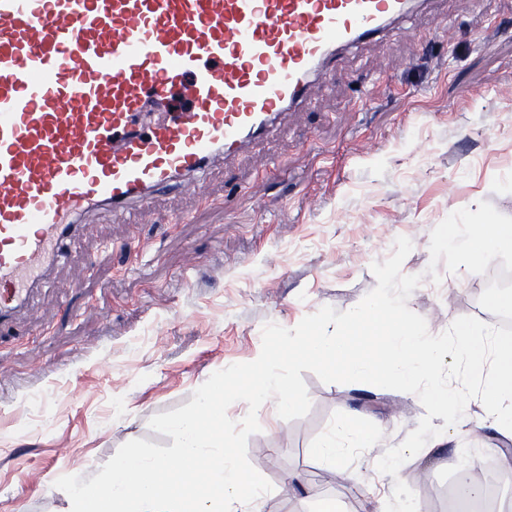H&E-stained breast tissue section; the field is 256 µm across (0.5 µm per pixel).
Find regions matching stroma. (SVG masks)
I'll list each match as a JSON object with an SVG mask.
<instances>
[{"mask_svg": "<svg viewBox=\"0 0 512 512\" xmlns=\"http://www.w3.org/2000/svg\"><path fill=\"white\" fill-rule=\"evenodd\" d=\"M376 82V101L359 104ZM319 84L288 114L287 136L210 171L206 199L173 191L130 217H83L79 244L0 338V512H66L59 477L91 479L134 439L171 446L151 417L252 361L266 323L291 329L321 307H355L397 237L413 244L403 273L424 277L407 305L434 333L461 316L502 325L479 304L491 274L441 263L435 283L425 272L431 232L453 211L487 201L512 217V0H425L388 34L341 51ZM229 180L242 198L226 201ZM302 378L309 413L275 428L259 414L248 439L274 489L263 512H319L326 501L377 512L362 484L390 486L376 463L425 408L411 393ZM469 405L457 429L472 446L467 466L449 442L398 472L418 512H454L463 479L512 503V442L478 428L483 409ZM349 411L378 429L375 443L321 464L316 446Z\"/></svg>", "mask_w": 512, "mask_h": 512, "instance_id": "35a3bbf8", "label": "stroma"}]
</instances>
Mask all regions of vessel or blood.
I'll return each mask as SVG.
<instances>
[{"label":"vessel or blood","mask_w":512,"mask_h":512,"mask_svg":"<svg viewBox=\"0 0 512 512\" xmlns=\"http://www.w3.org/2000/svg\"><path fill=\"white\" fill-rule=\"evenodd\" d=\"M417 0H0V334L88 209L232 162ZM185 106L149 120L146 98Z\"/></svg>","instance_id":"obj_1"}]
</instances>
